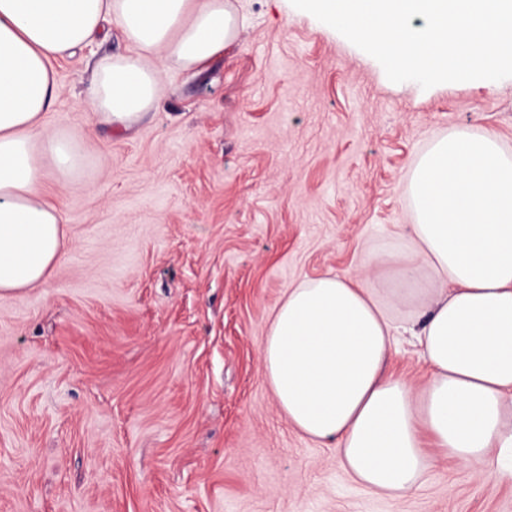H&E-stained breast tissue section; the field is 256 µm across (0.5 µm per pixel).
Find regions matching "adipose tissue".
I'll return each instance as SVG.
<instances>
[{
    "label": "adipose tissue",
    "instance_id": "ef3b65f1",
    "mask_svg": "<svg viewBox=\"0 0 512 512\" xmlns=\"http://www.w3.org/2000/svg\"><path fill=\"white\" fill-rule=\"evenodd\" d=\"M125 53L99 60L84 102L111 131L134 134L161 102L163 73L201 67L234 42L230 0H0V300L46 284L64 218L44 192L82 164L43 119L61 92L51 59L110 28ZM413 224L391 259L394 285L323 276L288 289L262 346L263 372L289 425L334 446L377 494L418 488L432 461L512 481V154L491 134L435 137L410 174ZM395 307L430 376L388 374Z\"/></svg>",
    "mask_w": 512,
    "mask_h": 512
}]
</instances>
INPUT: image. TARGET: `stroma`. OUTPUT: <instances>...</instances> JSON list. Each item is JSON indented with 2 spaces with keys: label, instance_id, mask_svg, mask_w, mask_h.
<instances>
[{
  "label": "stroma",
  "instance_id": "1",
  "mask_svg": "<svg viewBox=\"0 0 512 512\" xmlns=\"http://www.w3.org/2000/svg\"><path fill=\"white\" fill-rule=\"evenodd\" d=\"M239 41L166 76L134 134L80 102L118 30L59 60L48 132L83 165L69 242L0 301V512H512V483L443 461L400 498L354 483L289 426L261 347L288 288L362 273L412 223L431 139L512 153V77L422 89L290 0H231Z\"/></svg>",
  "mask_w": 512,
  "mask_h": 512
}]
</instances>
